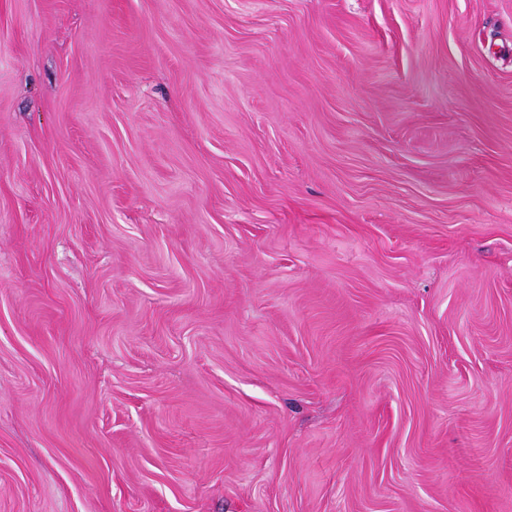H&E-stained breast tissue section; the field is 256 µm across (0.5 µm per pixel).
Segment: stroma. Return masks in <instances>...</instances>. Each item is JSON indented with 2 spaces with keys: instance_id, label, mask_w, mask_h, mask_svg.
<instances>
[{
  "instance_id": "stroma-1",
  "label": "stroma",
  "mask_w": 512,
  "mask_h": 512,
  "mask_svg": "<svg viewBox=\"0 0 512 512\" xmlns=\"http://www.w3.org/2000/svg\"><path fill=\"white\" fill-rule=\"evenodd\" d=\"M0 512H512V0H0Z\"/></svg>"
}]
</instances>
